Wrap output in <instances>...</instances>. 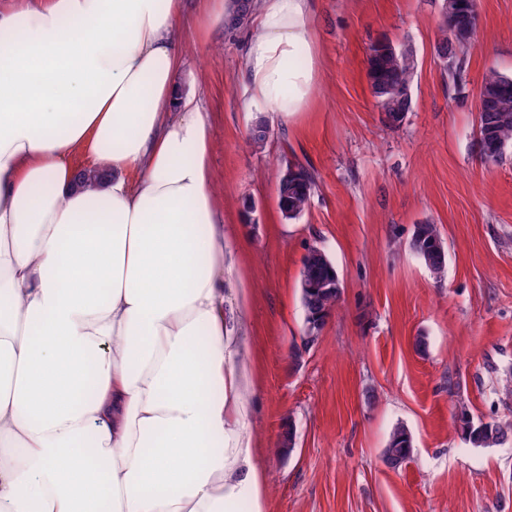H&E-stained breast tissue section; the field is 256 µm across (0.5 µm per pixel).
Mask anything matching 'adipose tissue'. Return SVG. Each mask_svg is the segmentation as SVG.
<instances>
[{"instance_id":"1","label":"adipose tissue","mask_w":512,"mask_h":512,"mask_svg":"<svg viewBox=\"0 0 512 512\" xmlns=\"http://www.w3.org/2000/svg\"><path fill=\"white\" fill-rule=\"evenodd\" d=\"M181 9L0 6V512H263ZM251 15L250 100L292 119L320 78L311 0Z\"/></svg>"}]
</instances>
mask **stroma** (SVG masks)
Returning <instances> with one entry per match:
<instances>
[{
	"instance_id": "35a3bbf8",
	"label": "stroma",
	"mask_w": 512,
	"mask_h": 512,
	"mask_svg": "<svg viewBox=\"0 0 512 512\" xmlns=\"http://www.w3.org/2000/svg\"><path fill=\"white\" fill-rule=\"evenodd\" d=\"M478 5L452 80L436 53L441 0H314L322 65L311 106L286 122L267 114L272 134L257 148L244 80L256 30L200 25L204 0H185L180 81L214 131L226 285L250 294L264 512H512V438L477 448L455 421L464 410L512 429V148L486 162L476 143L484 74L512 76V0ZM385 39L417 56L413 108L395 127L367 78L369 48ZM290 165L314 186L287 221L276 181ZM427 222L444 246L441 277L409 248ZM312 247L333 262L341 296L307 347L300 281ZM397 427L412 456L392 469L382 451Z\"/></svg>"
}]
</instances>
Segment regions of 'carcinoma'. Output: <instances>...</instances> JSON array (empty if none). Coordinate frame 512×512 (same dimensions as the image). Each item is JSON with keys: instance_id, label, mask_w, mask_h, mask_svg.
Segmentation results:
<instances>
[{"instance_id": "carcinoma-1", "label": "carcinoma", "mask_w": 512, "mask_h": 512, "mask_svg": "<svg viewBox=\"0 0 512 512\" xmlns=\"http://www.w3.org/2000/svg\"><path fill=\"white\" fill-rule=\"evenodd\" d=\"M467 23L468 15L464 12L442 21L437 41L438 56L446 55L457 60L465 53L467 46L455 44L451 40V32ZM416 64L413 53H382L368 61V78L394 90L392 95L371 90L379 112L384 115L385 123L398 125L402 122L399 114L411 111L413 100L410 90ZM482 87L486 92L483 110L478 113V123L485 130H494L496 135L492 139H478L477 145L484 160L495 161L497 157L494 156V141L503 140L512 145V76L491 69L484 75ZM312 187V176L304 170H298L288 180V193L277 190L279 210L288 213L286 219L296 220L304 214L309 205ZM410 247L435 274H444L446 255L434 225H416ZM334 274V265L326 256L310 251L304 257L301 280L313 284V288L302 291L308 323L306 334L312 341L317 339L318 331L340 297V289L331 287ZM460 422L463 423L469 442L476 447L497 445L505 440V429L496 423L490 422L474 431L470 429L471 419L465 413L461 415ZM410 453L411 444L406 430L394 429L387 448L383 451L384 463L395 469L409 459Z\"/></svg>"}]
</instances>
